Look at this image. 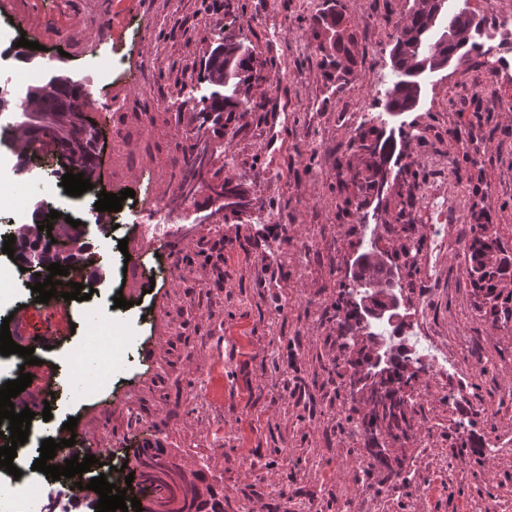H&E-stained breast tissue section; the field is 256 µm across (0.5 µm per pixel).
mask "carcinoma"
<instances>
[{"label":"carcinoma","mask_w":512,"mask_h":512,"mask_svg":"<svg viewBox=\"0 0 512 512\" xmlns=\"http://www.w3.org/2000/svg\"><path fill=\"white\" fill-rule=\"evenodd\" d=\"M463 13L448 12V0H433L430 11L410 14L402 24L395 25L392 57L396 58L393 66L396 80L385 94L386 111L406 112L416 106L419 91L415 78L410 74L413 67L437 66L448 62V58L463 59L466 54L450 38L452 29L459 27ZM318 43L316 52L321 56L323 66L336 71V80L340 81L352 74L356 63V41L348 32L341 12L336 5H329L317 19ZM251 54L242 44L233 41L219 43L213 50L208 63L205 64V79L217 90L209 97L210 104L199 108L196 113L197 138L201 147L194 160V167L183 178L181 198L192 199L194 180L200 175L207 163L209 145L205 133L210 124L221 118V112H246L251 109L248 98L238 97L239 86L246 84L250 71ZM83 93L81 85L67 77L49 81L43 85L28 89L26 101L35 100L38 107L28 109L20 105L22 125L37 133L48 131L58 143L62 154L68 158L81 161L80 172L84 178H95L93 167L94 147L99 134L98 129L87 121L82 113ZM375 143V149L366 158L365 167L369 172L367 186L377 191L380 189L382 170L389 161L394 149V142L389 137L373 130L363 133L353 140L357 150H362L366 141ZM468 272L478 290L483 292L484 303L489 312L496 316L504 305L512 301V294L503 295L499 283L512 278V256L502 253L498 242L496 225L485 223L475 225L474 236L468 246ZM58 262L62 265L81 262L76 252H69L58 258L44 252V267L40 275H48L46 267ZM356 291V285L336 303V312L344 313L349 322V333L356 334L361 329L362 321L357 316V309L351 306L350 297ZM409 386L399 370L378 383H372V396L384 391L385 400L376 402L379 407L369 422L382 420L388 428L396 429L407 435L410 428L402 411L406 400L399 395V388ZM141 483L154 487L162 493L161 505L165 512H224V499L218 498L215 490L216 476L212 475L206 464L197 468H188L173 460L160 443L140 448L135 453Z\"/></svg>","instance_id":"1"}]
</instances>
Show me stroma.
I'll list each match as a JSON object with an SVG mask.
<instances>
[{
	"instance_id": "obj_1",
	"label": "stroma",
	"mask_w": 512,
	"mask_h": 512,
	"mask_svg": "<svg viewBox=\"0 0 512 512\" xmlns=\"http://www.w3.org/2000/svg\"><path fill=\"white\" fill-rule=\"evenodd\" d=\"M357 42L346 82L327 79L314 51L326 0H0V78L19 67L29 84L64 73L92 84L83 111L96 124L94 191L131 189L126 206L153 212L178 193L194 150L193 109L209 97L204 64L222 38L253 53L248 112H228L209 131L211 160L194 198L173 221L185 238L145 237L141 225L96 224L81 237L103 279L89 265L70 271L93 286L91 299L52 298L59 340L36 348L41 370L66 379L87 343L88 315L113 340L112 377L82 399L59 396L34 427L70 439L68 418L88 444H108L104 468L133 464L136 443L157 439L176 462L206 459L224 490V512H376L362 484L382 491L385 512H512V319L492 318L467 272L463 249L446 253L433 276L410 266V243L429 250L425 186L458 195L453 237L470 243L474 225L496 224L512 256V75L492 77L482 49L465 62L421 79L408 112L387 113L376 83L391 85L394 24L413 0H338ZM209 24L204 39L189 28ZM30 40L15 54L11 45ZM123 62V77L97 84L101 47ZM382 116L397 149L382 197L372 196L350 147L348 113ZM240 188L247 207L208 221L214 193ZM127 240L119 250V240ZM382 252L394 278L406 335L424 332L463 346L462 374L419 373L408 416L421 434L383 437V464L356 483L362 442L349 439L361 401L344 379L370 354L344 345L336 302L357 257ZM24 277L0 299V320L29 313L32 333L45 310ZM123 294L129 308L115 307ZM205 394L224 409V441L214 443L193 399ZM453 404H445V397ZM473 438L460 447L455 423ZM505 448L487 453V445ZM458 464L448 478L439 460Z\"/></svg>"
}]
</instances>
